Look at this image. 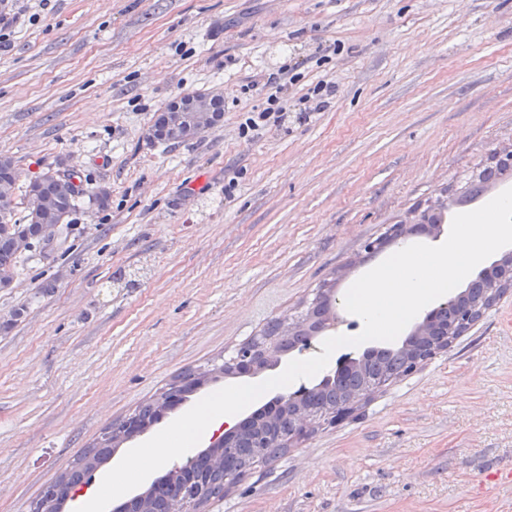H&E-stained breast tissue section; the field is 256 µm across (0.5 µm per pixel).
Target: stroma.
<instances>
[{
    "instance_id": "35a3bbf8",
    "label": "stroma",
    "mask_w": 512,
    "mask_h": 512,
    "mask_svg": "<svg viewBox=\"0 0 512 512\" xmlns=\"http://www.w3.org/2000/svg\"><path fill=\"white\" fill-rule=\"evenodd\" d=\"M0 155L106 187L0 288V512H29L101 432L267 322L344 296L365 247L512 147V0H12ZM282 122L240 126L264 75ZM334 84L316 111L303 100ZM224 97L186 143L172 100ZM326 335V336H327ZM202 512H512V291L344 421L256 466Z\"/></svg>"
}]
</instances>
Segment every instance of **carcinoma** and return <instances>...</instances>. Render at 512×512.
I'll list each match as a JSON object with an SVG mask.
<instances>
[{"label": "carcinoma", "mask_w": 512, "mask_h": 512, "mask_svg": "<svg viewBox=\"0 0 512 512\" xmlns=\"http://www.w3.org/2000/svg\"><path fill=\"white\" fill-rule=\"evenodd\" d=\"M19 174L11 157L0 155V182L16 184ZM512 179V158L498 160L472 175L460 192L428 207L421 214L420 225H436L443 222L444 211L469 206L497 185ZM87 195L94 204L105 206L108 194L89 190L73 173L60 175L49 169L30 182L25 191L26 207L23 219L14 218V197L0 200V283L13 280L17 259L35 243H49L59 225L68 223L77 200ZM507 272L493 263L481 270L457 296L453 306L460 314H469L484 301L483 289L492 281L506 277ZM331 307L328 293L318 292L306 312L291 329L281 331L282 321L268 325L265 335L271 349H257L250 362L259 366L271 364L297 344L315 336L328 320ZM459 327L440 322L433 334L425 339L408 336L396 348L370 349L363 354L357 365L341 372L336 380L326 378L318 387L300 400L310 422L320 425L338 408L352 405L366 393L385 387L407 375L414 356L431 358L458 337ZM235 376L237 364L228 361L211 369L190 371L167 384L160 396L143 406L120 423L101 433L94 446L79 455L71 468L47 483L36 507L30 512H58L71 492L81 484L94 464L107 460L120 445V434L141 433L157 423L170 410L168 399L175 397L182 403L201 386L215 381L218 375ZM294 401L276 398L248 417L243 425L245 437L227 446L225 440L197 454L198 462L191 467L181 466L156 479L146 493L127 499L119 512H191L198 507V495L211 499L224 494V486L243 477L260 460L277 457L287 451L286 444L295 436L296 404Z\"/></svg>", "instance_id": "obj_1"}]
</instances>
